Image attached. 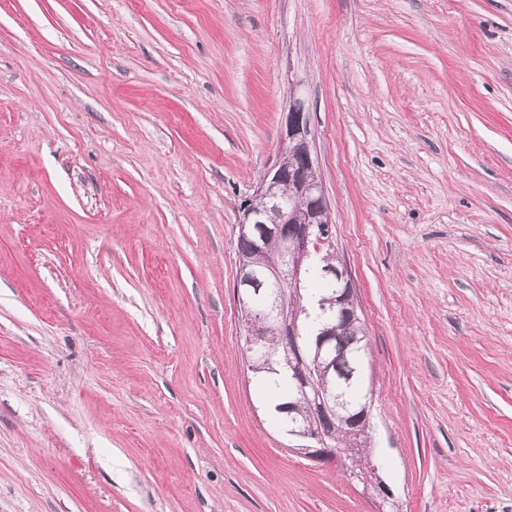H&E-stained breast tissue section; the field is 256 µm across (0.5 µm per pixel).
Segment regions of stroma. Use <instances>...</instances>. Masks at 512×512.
I'll return each instance as SVG.
<instances>
[{
  "label": "stroma",
  "instance_id": "1",
  "mask_svg": "<svg viewBox=\"0 0 512 512\" xmlns=\"http://www.w3.org/2000/svg\"><path fill=\"white\" fill-rule=\"evenodd\" d=\"M304 100L398 512H512V0H0V512H378L242 359Z\"/></svg>",
  "mask_w": 512,
  "mask_h": 512
}]
</instances>
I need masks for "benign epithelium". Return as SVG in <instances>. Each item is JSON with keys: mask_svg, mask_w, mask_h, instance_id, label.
Here are the masks:
<instances>
[{"mask_svg": "<svg viewBox=\"0 0 512 512\" xmlns=\"http://www.w3.org/2000/svg\"><path fill=\"white\" fill-rule=\"evenodd\" d=\"M279 153L281 160L266 171L254 192V197L266 201L265 207L258 208L249 199L239 218L237 300L244 313L248 346L262 349L267 323L273 319L282 321L288 334L292 379L305 395L320 401L323 409H332L338 399L323 391L319 379L305 367L299 325L287 320L288 292L300 293L304 262L314 252L335 249L331 234L324 228L330 223L329 207L314 157L309 115L300 98L294 99L286 112ZM268 240L278 243L283 264L264 261L262 244ZM322 274L332 275L342 284L336 303L346 306L354 294V282L347 266L325 269ZM336 336V328L331 327L323 329L317 337L316 353L322 358L326 372L346 358L345 351L336 347ZM342 425L356 439L368 435L371 406L365 403L350 409ZM288 434L301 441L297 452L316 463L340 467L344 456L354 452L352 448L336 447L335 437L309 428L292 429ZM363 492L383 505L395 506L392 492L381 479L364 486Z\"/></svg>", "mask_w": 512, "mask_h": 512, "instance_id": "benign-epithelium-1", "label": "benign epithelium"}]
</instances>
